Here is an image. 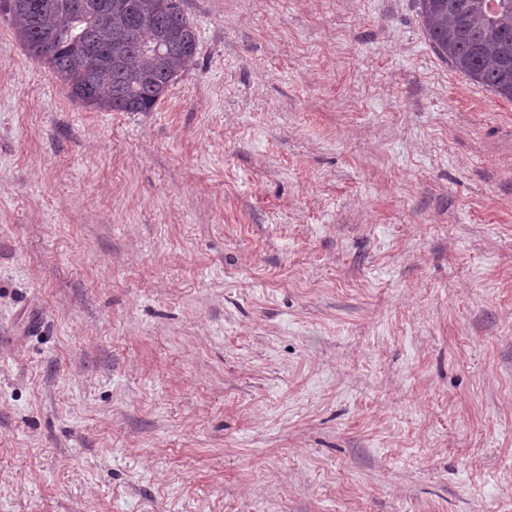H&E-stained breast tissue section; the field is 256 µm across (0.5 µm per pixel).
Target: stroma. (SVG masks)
I'll return each mask as SVG.
<instances>
[{"mask_svg":"<svg viewBox=\"0 0 512 512\" xmlns=\"http://www.w3.org/2000/svg\"><path fill=\"white\" fill-rule=\"evenodd\" d=\"M149 112L0 20V512H512V102L415 0H181Z\"/></svg>","mask_w":512,"mask_h":512,"instance_id":"1","label":"stroma"}]
</instances>
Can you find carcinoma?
Masks as SVG:
<instances>
[{
    "label": "carcinoma",
    "mask_w": 512,
    "mask_h": 512,
    "mask_svg": "<svg viewBox=\"0 0 512 512\" xmlns=\"http://www.w3.org/2000/svg\"><path fill=\"white\" fill-rule=\"evenodd\" d=\"M416 3L435 53L512 101V0ZM1 18L74 100L97 111H152L197 50L179 0H0Z\"/></svg>",
    "instance_id": "obj_1"
}]
</instances>
